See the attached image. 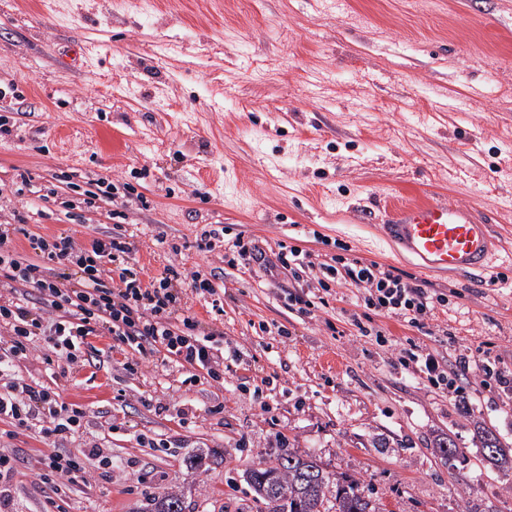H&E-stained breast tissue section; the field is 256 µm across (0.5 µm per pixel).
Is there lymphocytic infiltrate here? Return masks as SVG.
<instances>
[{"instance_id": "obj_1", "label": "lymphocytic infiltrate", "mask_w": 512, "mask_h": 512, "mask_svg": "<svg viewBox=\"0 0 512 512\" xmlns=\"http://www.w3.org/2000/svg\"><path fill=\"white\" fill-rule=\"evenodd\" d=\"M15 232L14 225L0 224V278L17 285L10 298L0 299V329L10 336L9 346L0 352V416L10 418L16 429L63 441L74 439L84 425L80 406L64 402L52 388L16 377V362L36 350L45 359L80 365L91 358V337L108 334L138 352L158 353L163 362L177 363L187 372L186 384L197 383L202 370L211 379L223 377L224 355L215 337H199L194 317L181 307L182 284L209 294V277L197 272L186 282L180 272L167 267L143 280L141 268L127 259L129 243L117 233L93 239L86 248L68 235L29 237L37 256L31 262L14 246ZM58 264L73 268V276L55 273ZM321 270L324 279H342L358 288L363 312L351 323L363 336L368 333L363 320L374 315L425 329L435 309L447 303L374 261L338 254ZM399 361L414 377L455 394L460 391L459 374L470 369L463 349L451 361L434 350H404ZM97 456L94 448L55 451L40 456L29 469L43 481L72 482Z\"/></svg>"}]
</instances>
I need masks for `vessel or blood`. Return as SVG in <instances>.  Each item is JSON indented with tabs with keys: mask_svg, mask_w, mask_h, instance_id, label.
Returning a JSON list of instances; mask_svg holds the SVG:
<instances>
[{
	"mask_svg": "<svg viewBox=\"0 0 512 512\" xmlns=\"http://www.w3.org/2000/svg\"><path fill=\"white\" fill-rule=\"evenodd\" d=\"M486 224L475 206L433 197L388 208L381 231L417 259L421 270L486 271L492 264Z\"/></svg>",
	"mask_w": 512,
	"mask_h": 512,
	"instance_id": "b4317fda",
	"label": "vessel or blood"
}]
</instances>
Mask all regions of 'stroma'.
<instances>
[{"label": "stroma", "instance_id": "35a3bbf8", "mask_svg": "<svg viewBox=\"0 0 512 512\" xmlns=\"http://www.w3.org/2000/svg\"><path fill=\"white\" fill-rule=\"evenodd\" d=\"M1 115L0 224H20V255L31 235L86 247L120 225L145 275L218 271L222 311L189 289L182 307L223 334L224 378L184 384L110 336L82 368L31 356L18 377L80 405L72 447L114 467L58 490L20 467L0 512H145L170 493L185 512H256L243 473L283 445L386 512H512V468L478 448L485 427L512 444V395L492 378L448 395L396 354L459 345L512 370V0H0ZM431 193L487 219L493 271L423 273L380 239L384 208ZM217 224L223 241L200 249ZM239 236L270 259L286 244L323 262L341 243L448 304L428 333L376 316L362 336L354 286L302 313L288 292L316 280L227 267Z\"/></svg>", "mask_w": 512, "mask_h": 512}]
</instances>
